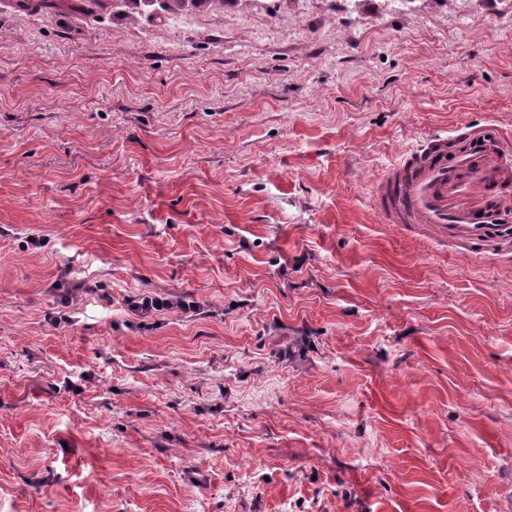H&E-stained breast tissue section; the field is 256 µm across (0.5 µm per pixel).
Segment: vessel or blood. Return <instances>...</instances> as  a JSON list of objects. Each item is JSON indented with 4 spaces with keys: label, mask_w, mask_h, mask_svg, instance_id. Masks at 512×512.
Returning a JSON list of instances; mask_svg holds the SVG:
<instances>
[{
    "label": "vessel or blood",
    "mask_w": 512,
    "mask_h": 512,
    "mask_svg": "<svg viewBox=\"0 0 512 512\" xmlns=\"http://www.w3.org/2000/svg\"><path fill=\"white\" fill-rule=\"evenodd\" d=\"M512 140L496 126L467 128L417 147L373 191L388 224H424L474 246L512 239Z\"/></svg>",
    "instance_id": "b4317fda"
}]
</instances>
